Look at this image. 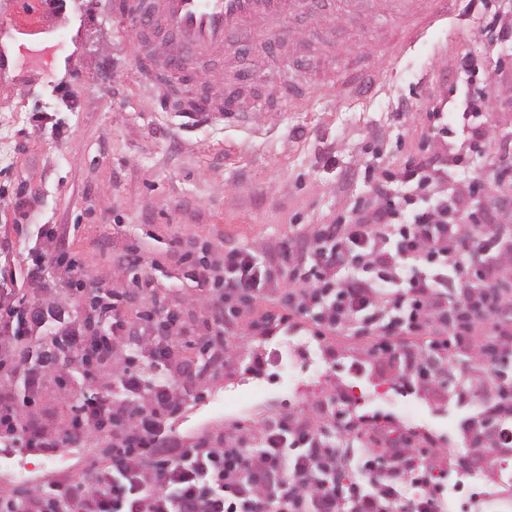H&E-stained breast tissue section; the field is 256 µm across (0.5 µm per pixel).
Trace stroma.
Returning <instances> with one entry per match:
<instances>
[{
    "instance_id": "1",
    "label": "stroma",
    "mask_w": 512,
    "mask_h": 512,
    "mask_svg": "<svg viewBox=\"0 0 512 512\" xmlns=\"http://www.w3.org/2000/svg\"><path fill=\"white\" fill-rule=\"evenodd\" d=\"M397 0H321L317 14L295 12L281 23L259 22L250 33L229 36L232 53L193 54L207 93L223 92L243 69L250 113L243 122L214 119L186 125L168 103L171 87L144 70L146 43L121 36L115 0H0V272L9 292L77 322L90 286H129L118 257L143 252L159 268L158 289L186 270L193 253L218 267L228 243L276 248L298 228L314 230L349 217L371 200L375 178L397 176L405 163L440 153L428 119L439 100L463 102L470 84L456 61L472 53L507 69L494 75L489 137L471 167L485 171L501 134L512 131V55L483 30V16L512 11V0H458L456 15L435 25L414 47L396 55L381 43L396 22ZM291 30L284 53L264 47L277 27ZM380 80L370 94L344 97L339 79L350 61ZM66 254L78 264L84 288L58 276L28 278L39 258ZM294 352V381L266 362L251 370L253 355L287 347ZM70 384L46 382L27 408L48 431L64 420L68 401L85 390L75 367ZM200 408L192 423L220 429L252 424L292 410L316 418L325 396L372 395L356 413L391 420L393 439L433 438L440 452L474 461L465 432L487 405L474 392L445 398L405 394L393 369L377 363L365 337L338 332L316 336L310 323L282 325L270 335L238 329L234 359L199 382ZM107 442L95 433L81 444V459L61 450L23 459L27 469L74 475Z\"/></svg>"
}]
</instances>
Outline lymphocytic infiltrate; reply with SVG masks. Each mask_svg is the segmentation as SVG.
Returning <instances> with one entry per match:
<instances>
[{
  "label": "lymphocytic infiltrate",
  "instance_id": "f902f5d3",
  "mask_svg": "<svg viewBox=\"0 0 512 512\" xmlns=\"http://www.w3.org/2000/svg\"><path fill=\"white\" fill-rule=\"evenodd\" d=\"M459 68L478 85L458 116L456 143L425 161H413L396 185L378 182L373 206L345 223L324 225L282 241L276 260L259 244H228L218 271L190 265L185 273L194 301L209 310L203 333L186 326L166 294L158 291L146 257L123 260L141 272L150 307L138 331L125 318L123 289L112 291L104 330L89 339L83 325L68 327L76 352L95 367L111 366L93 400L80 406L85 434L112 423L102 459L78 475L29 488L0 500V512H438V499L400 496L406 483H427L435 454L427 446L391 449L379 465L381 439L366 416L344 417L345 400L328 396L324 421L311 425L283 412L253 425L240 423L194 442L171 434L187 409L197 372L181 359L183 345L204 343L211 363L233 355L237 326L250 305L291 289L282 314L253 322L260 333L299 318L320 332L376 336V360L394 364L404 390L443 387L433 362L447 363L455 349L474 345L480 361L512 352V133L501 136L486 173L466 176L484 143L477 122L490 109L493 68L467 54ZM424 337L423 347L394 351L385 338L396 331ZM479 343H472L474 334ZM140 360L114 361L119 344ZM506 380L491 376L483 392L492 401L476 430L481 441L512 446L501 413ZM13 444L58 448L72 441L70 428L44 434L22 412L14 414ZM358 444L360 481L342 487L329 476L342 445Z\"/></svg>",
  "mask_w": 512,
  "mask_h": 512
}]
</instances>
